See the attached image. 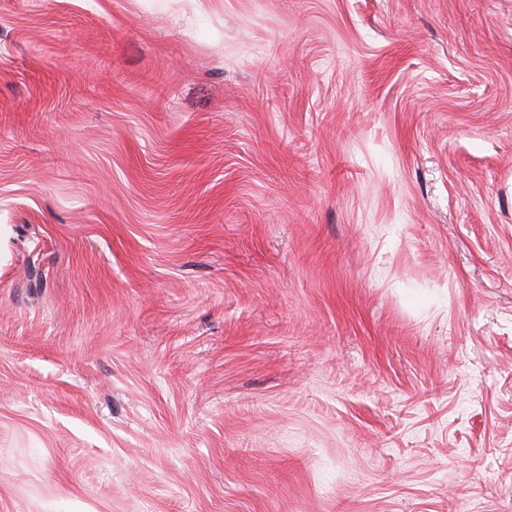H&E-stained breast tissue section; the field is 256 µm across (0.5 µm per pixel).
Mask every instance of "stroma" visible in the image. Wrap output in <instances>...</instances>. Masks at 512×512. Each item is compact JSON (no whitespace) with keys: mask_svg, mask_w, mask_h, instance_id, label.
<instances>
[{"mask_svg":"<svg viewBox=\"0 0 512 512\" xmlns=\"http://www.w3.org/2000/svg\"><path fill=\"white\" fill-rule=\"evenodd\" d=\"M0 512H512V0H0Z\"/></svg>","mask_w":512,"mask_h":512,"instance_id":"1","label":"stroma"}]
</instances>
